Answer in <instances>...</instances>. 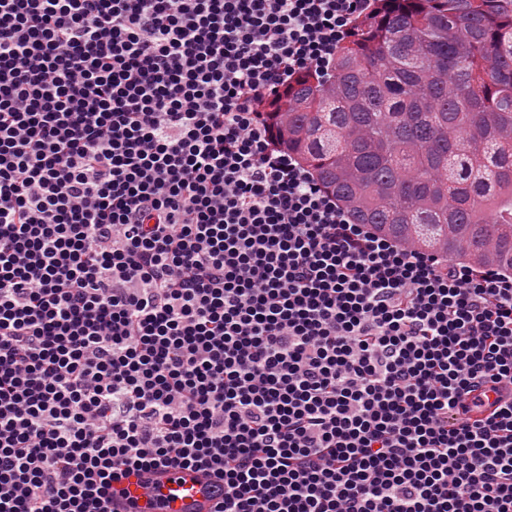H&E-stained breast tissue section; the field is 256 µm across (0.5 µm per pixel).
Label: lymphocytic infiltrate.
I'll list each match as a JSON object with an SVG mask.
<instances>
[{
    "mask_svg": "<svg viewBox=\"0 0 512 512\" xmlns=\"http://www.w3.org/2000/svg\"><path fill=\"white\" fill-rule=\"evenodd\" d=\"M374 5L0 0V512L157 467L220 512H512V275L353 223L266 118Z\"/></svg>",
    "mask_w": 512,
    "mask_h": 512,
    "instance_id": "f902f5d3",
    "label": "lymphocytic infiltrate"
}]
</instances>
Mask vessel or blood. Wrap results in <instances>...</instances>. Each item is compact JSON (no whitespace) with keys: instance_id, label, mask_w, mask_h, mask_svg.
<instances>
[{"instance_id":"vessel-or-blood-1","label":"vessel or blood","mask_w":512,"mask_h":512,"mask_svg":"<svg viewBox=\"0 0 512 512\" xmlns=\"http://www.w3.org/2000/svg\"><path fill=\"white\" fill-rule=\"evenodd\" d=\"M223 499L208 472L161 467L133 472L114 482L112 512H215Z\"/></svg>"}]
</instances>
